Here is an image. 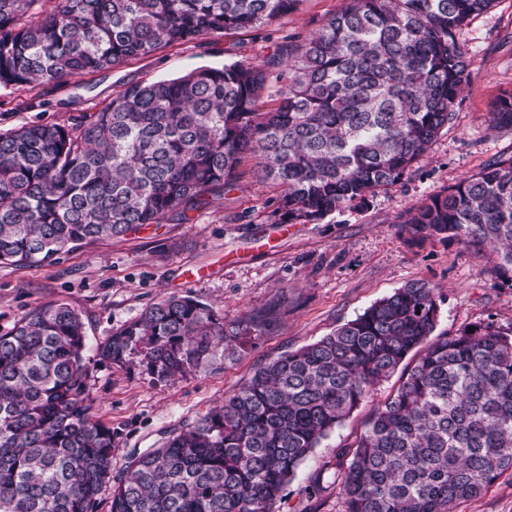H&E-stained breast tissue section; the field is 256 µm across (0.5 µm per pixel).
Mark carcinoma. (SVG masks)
Instances as JSON below:
<instances>
[{
  "label": "carcinoma",
  "instance_id": "obj_1",
  "mask_svg": "<svg viewBox=\"0 0 512 512\" xmlns=\"http://www.w3.org/2000/svg\"><path fill=\"white\" fill-rule=\"evenodd\" d=\"M297 0H0V85L114 68L249 29ZM495 0H344L297 45L276 106L269 64L134 83L66 124L0 133V265L52 263L224 193L247 155L291 223L401 181L448 121L468 62L461 30ZM512 127V96L494 105ZM411 236L492 246L512 271V156L402 216ZM441 297L413 281L318 341L255 369L232 395L112 477L80 315L38 307L0 332V512H273L298 467L403 368L341 480L343 512H455L512 471V327L436 336ZM267 319L228 320L189 295L144 309L96 348L162 383L237 360ZM416 353V359L407 358Z\"/></svg>",
  "mask_w": 512,
  "mask_h": 512
}]
</instances>
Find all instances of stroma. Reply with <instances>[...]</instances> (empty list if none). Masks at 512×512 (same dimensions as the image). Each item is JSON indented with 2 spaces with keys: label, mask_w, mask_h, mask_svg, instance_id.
Wrapping results in <instances>:
<instances>
[{
  "label": "stroma",
  "mask_w": 512,
  "mask_h": 512,
  "mask_svg": "<svg viewBox=\"0 0 512 512\" xmlns=\"http://www.w3.org/2000/svg\"><path fill=\"white\" fill-rule=\"evenodd\" d=\"M342 0H299L294 11L237 32L214 33L157 50L123 65L31 90L0 86V132L30 124H64L96 112L132 83L174 79L236 61H287L296 45L337 12ZM469 80L453 118L428 154L400 182L362 205L292 224L276 211L279 186L246 159L231 189L207 206L170 215L122 238L104 239L61 255L51 265H0V331L33 308L69 304L81 316L88 350L170 294L188 295L230 319L274 310L278 317L222 368L158 383L138 367L89 364L88 386L100 420L114 436L112 469L160 447L235 392L261 363L312 343L374 302L412 281L441 296L436 334L474 325H512V280L485 247L410 239L398 216L498 158L512 156V127L493 119V106L512 94V0H496L463 29ZM202 279L185 282L186 266ZM400 384L390 377L331 432L300 466L274 512H342L346 461L370 411ZM457 512H512V472Z\"/></svg>",
  "instance_id": "35a3bbf8"
}]
</instances>
